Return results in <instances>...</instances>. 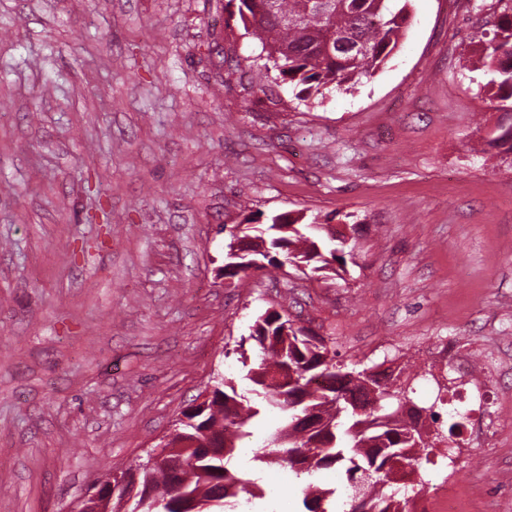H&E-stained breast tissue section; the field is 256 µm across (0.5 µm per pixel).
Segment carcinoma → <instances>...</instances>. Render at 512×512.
Here are the masks:
<instances>
[{"label":"carcinoma","mask_w":512,"mask_h":512,"mask_svg":"<svg viewBox=\"0 0 512 512\" xmlns=\"http://www.w3.org/2000/svg\"><path fill=\"white\" fill-rule=\"evenodd\" d=\"M239 2L243 27L261 42L277 78L298 88L296 97L309 98L326 90L348 91L372 76L397 47L410 0H260L258 13L250 0ZM478 46L476 69L488 76L484 89L498 109L512 114V5L498 16L493 37L478 40ZM486 142L512 156V123H497ZM237 229L229 236L242 255L225 259L226 277L250 269L264 242L313 273L330 270L340 277L348 265H357L345 243L332 248L325 231L296 219L282 224L275 217L252 240L235 235ZM283 330L281 315L268 309L240 339L239 348L251 340L259 352L258 363L244 375L255 399H246L219 374L213 396L179 423L165 464L137 465L132 477L155 493L139 499V512H254V499L264 493L235 461L240 442L254 436V423L269 407L280 412L281 422L256 442L253 459L270 466L286 463L295 477L308 479L306 512H328L324 503L336 490L320 487L313 478L333 467L344 469L347 512H355L360 498L373 512H410L415 498L387 488L389 464L402 458L414 466L416 485L430 484L421 459L447 440L435 410L444 399L421 406L408 388L379 392L372 399L377 383L367 369L336 361L323 336L301 328L288 335Z\"/></svg>","instance_id":"cac0c4a2"}]
</instances>
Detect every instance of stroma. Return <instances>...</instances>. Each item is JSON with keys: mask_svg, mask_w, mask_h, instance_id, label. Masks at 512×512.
I'll return each mask as SVG.
<instances>
[{"mask_svg": "<svg viewBox=\"0 0 512 512\" xmlns=\"http://www.w3.org/2000/svg\"><path fill=\"white\" fill-rule=\"evenodd\" d=\"M239 0H0V512H73L144 457L281 304L338 361L461 426L427 465L460 512H512V160L473 41L500 0H410L348 93L265 77ZM355 218L345 278L219 283L229 226ZM275 512L303 480L261 467ZM487 144L496 150L499 154L512 157V120L508 125L498 121L494 131L487 133Z\"/></svg>", "mask_w": 512, "mask_h": 512, "instance_id": "35a3bbf8", "label": "stroma"}]
</instances>
